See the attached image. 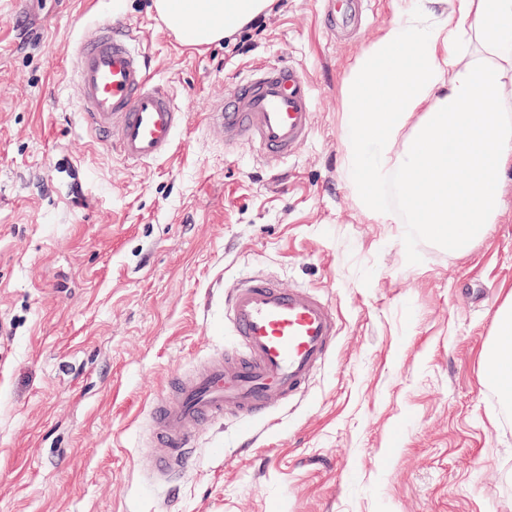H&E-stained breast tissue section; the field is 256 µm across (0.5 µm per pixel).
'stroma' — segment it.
I'll return each instance as SVG.
<instances>
[{
    "mask_svg": "<svg viewBox=\"0 0 512 512\" xmlns=\"http://www.w3.org/2000/svg\"><path fill=\"white\" fill-rule=\"evenodd\" d=\"M112 2L0 0V512H512V407L482 356L512 292V170L466 255L405 244L343 175L346 68L410 0H368L344 36L323 0H284L246 53ZM115 15L185 112L169 161L127 165L79 122L73 44ZM279 59L316 116L273 171L207 114L226 78ZM253 270L321 291L335 351L270 426L201 429L175 497L147 488L148 406L232 346L223 291Z\"/></svg>",
    "mask_w": 512,
    "mask_h": 512,
    "instance_id": "1",
    "label": "stroma"
}]
</instances>
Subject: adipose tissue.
I'll use <instances>...</instances> for the list:
<instances>
[{
  "label": "adipose tissue",
  "instance_id": "adipose-tissue-1",
  "mask_svg": "<svg viewBox=\"0 0 512 512\" xmlns=\"http://www.w3.org/2000/svg\"><path fill=\"white\" fill-rule=\"evenodd\" d=\"M153 8L187 43L203 44L269 0ZM342 97L343 173L362 212L468 252L495 220L512 165V0H412L349 64ZM484 356L491 385L512 403V295Z\"/></svg>",
  "mask_w": 512,
  "mask_h": 512
}]
</instances>
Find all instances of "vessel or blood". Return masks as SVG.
Listing matches in <instances>:
<instances>
[{
    "mask_svg": "<svg viewBox=\"0 0 512 512\" xmlns=\"http://www.w3.org/2000/svg\"><path fill=\"white\" fill-rule=\"evenodd\" d=\"M70 75L96 140L113 144L133 164L170 157L185 114L165 85L152 82L125 20L103 21L95 39L77 41ZM207 120L225 144L249 145L266 163H280L311 136L312 86L292 64L263 66L226 83ZM224 320L237 349L173 376L150 405L149 484L175 490L195 460L202 427L228 414L265 421L275 407L301 396L328 362L338 334L336 310L323 295L264 275L232 288Z\"/></svg>",
    "mask_w": 512,
    "mask_h": 512,
    "instance_id": "b4317fda",
    "label": "vessel or blood"
}]
</instances>
